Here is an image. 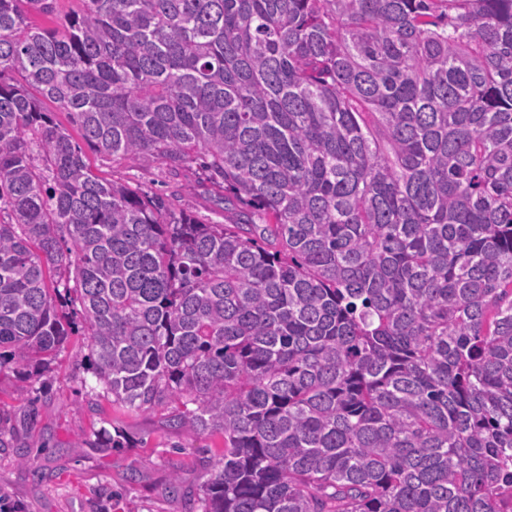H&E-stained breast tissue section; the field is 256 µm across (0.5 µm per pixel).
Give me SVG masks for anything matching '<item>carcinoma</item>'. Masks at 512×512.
Masks as SVG:
<instances>
[{
  "label": "carcinoma",
  "instance_id": "obj_1",
  "mask_svg": "<svg viewBox=\"0 0 512 512\" xmlns=\"http://www.w3.org/2000/svg\"><path fill=\"white\" fill-rule=\"evenodd\" d=\"M83 3L0 0V367L80 316L112 404L222 438L194 512H512V0ZM44 107L54 113L56 122L67 129L74 142L79 143L83 151L95 169L102 177L112 180L118 179L127 185L143 190L148 193H167L170 189L168 178L158 168L147 169L138 165H114L112 167V157L103 156L90 150L83 142L76 127L71 124L69 114L56 104L45 101ZM193 174L182 178V193L189 204L193 216L203 224L224 223V211L222 206L217 205L207 193L200 187Z\"/></svg>",
  "mask_w": 512,
  "mask_h": 512
}]
</instances>
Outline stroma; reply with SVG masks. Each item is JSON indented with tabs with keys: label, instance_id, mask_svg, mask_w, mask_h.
<instances>
[{
	"label": "stroma",
	"instance_id": "obj_1",
	"mask_svg": "<svg viewBox=\"0 0 512 512\" xmlns=\"http://www.w3.org/2000/svg\"><path fill=\"white\" fill-rule=\"evenodd\" d=\"M102 177L148 193H165L169 180L159 169L116 165L111 157L87 151ZM72 336L36 386L11 370L0 371V412L8 414L15 447L0 448V493L11 512H188L181 500L166 497L172 472L196 486L208 478L202 463L214 460L222 440L172 433L163 411L130 414L110 399L89 392L94 378L79 369ZM113 428L130 440L126 448H101L94 433ZM28 450L19 462L17 447Z\"/></svg>",
	"mask_w": 512,
	"mask_h": 512
}]
</instances>
